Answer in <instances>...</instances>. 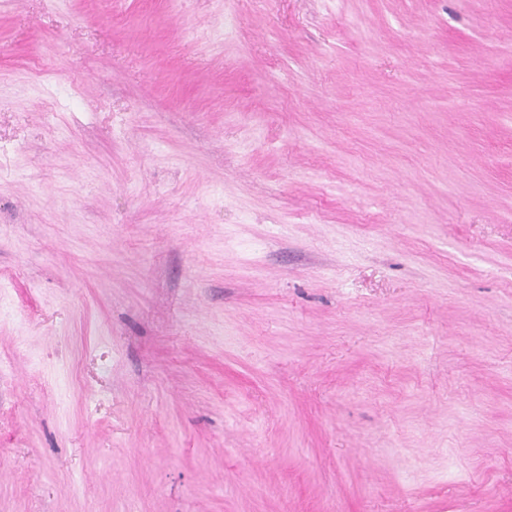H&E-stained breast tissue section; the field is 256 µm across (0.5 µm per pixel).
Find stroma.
<instances>
[{"label":"stroma","instance_id":"35a3bbf8","mask_svg":"<svg viewBox=\"0 0 512 512\" xmlns=\"http://www.w3.org/2000/svg\"><path fill=\"white\" fill-rule=\"evenodd\" d=\"M0 512H512V0H0Z\"/></svg>","mask_w":512,"mask_h":512}]
</instances>
